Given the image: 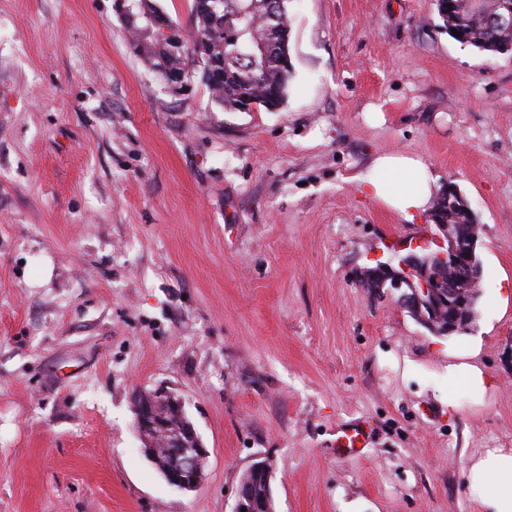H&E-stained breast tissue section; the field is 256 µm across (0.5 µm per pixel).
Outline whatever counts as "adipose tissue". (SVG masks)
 I'll return each mask as SVG.
<instances>
[{
  "mask_svg": "<svg viewBox=\"0 0 512 512\" xmlns=\"http://www.w3.org/2000/svg\"><path fill=\"white\" fill-rule=\"evenodd\" d=\"M437 180L421 161L399 155L378 157L372 172L358 178L364 194L408 220L428 211ZM467 476L481 490L482 512H512V448L486 449L471 460Z\"/></svg>",
  "mask_w": 512,
  "mask_h": 512,
  "instance_id": "ef3b65f1",
  "label": "adipose tissue"
}]
</instances>
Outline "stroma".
<instances>
[{"mask_svg": "<svg viewBox=\"0 0 512 512\" xmlns=\"http://www.w3.org/2000/svg\"><path fill=\"white\" fill-rule=\"evenodd\" d=\"M277 111L172 94L114 0H0V512H480L470 460L512 448V54L434 0H291ZM420 159L481 226L478 317L448 336L361 269L419 243L363 194ZM493 385L448 411V350ZM165 385L208 450L192 492L148 461L133 396ZM362 419V456L336 432ZM454 26L458 34H460V37L469 42L467 45L474 46L483 51L496 52L488 47L494 46L497 43V41L493 39V35L483 29V27L475 20H472V18L466 19L464 23L461 24L456 23ZM452 36L460 43L463 42L460 37H456L453 34ZM251 473L259 474L263 477V479L257 475L251 474L248 478L252 481L255 491L256 499L262 501L266 497V488L268 491V498L265 500V504L262 506V511H255L256 507L254 504V500L250 494V489L245 481L241 480V483L238 487L235 506L232 512H242V508L246 507L245 512H274L273 506V498L271 491V480L273 475V470L271 465L266 461H259L258 463H254L249 469ZM248 471V472H249ZM265 483V484H264Z\"/></svg>", "mask_w": 512, "mask_h": 512, "instance_id": "1", "label": "stroma"}]
</instances>
